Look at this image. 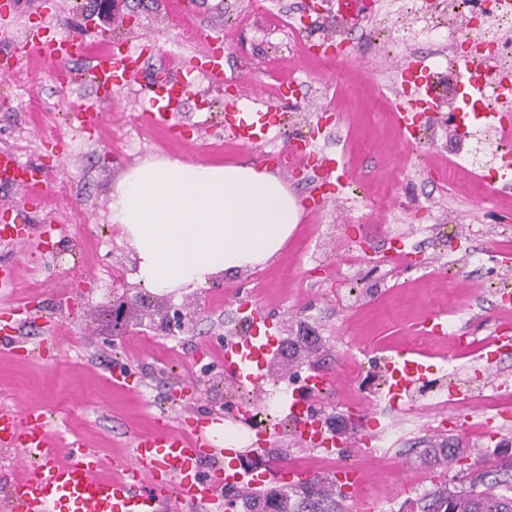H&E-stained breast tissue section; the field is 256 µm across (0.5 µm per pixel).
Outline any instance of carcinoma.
Masks as SVG:
<instances>
[{"instance_id":"carcinoma-1","label":"carcinoma","mask_w":512,"mask_h":512,"mask_svg":"<svg viewBox=\"0 0 512 512\" xmlns=\"http://www.w3.org/2000/svg\"><path fill=\"white\" fill-rule=\"evenodd\" d=\"M312 342L305 338L288 340V362L311 353ZM461 454L453 442L441 448H427L423 457L452 462ZM421 512H512V497L500 495L495 485L482 490L437 489L423 498ZM246 512H336V493L318 483L302 484L294 489L284 486L276 490L256 491L245 497Z\"/></svg>"}]
</instances>
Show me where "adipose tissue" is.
<instances>
[{
  "mask_svg": "<svg viewBox=\"0 0 512 512\" xmlns=\"http://www.w3.org/2000/svg\"><path fill=\"white\" fill-rule=\"evenodd\" d=\"M303 208L281 178L252 165L150 158L112 187L110 223L136 257L135 281L159 293L204 288L269 262Z\"/></svg>",
  "mask_w": 512,
  "mask_h": 512,
  "instance_id": "adipose-tissue-1",
  "label": "adipose tissue"
}]
</instances>
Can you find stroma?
Masks as SVG:
<instances>
[{
	"label": "stroma",
	"instance_id": "1",
	"mask_svg": "<svg viewBox=\"0 0 512 512\" xmlns=\"http://www.w3.org/2000/svg\"><path fill=\"white\" fill-rule=\"evenodd\" d=\"M16 2L13 25L19 33L49 24L57 34L86 38L97 49L115 37L143 38L149 79L168 62L192 63L199 33L219 27L228 42L224 69L249 92L241 109L270 106L294 112L297 120L277 127L269 144L239 146L225 130L230 92L202 82L182 103L180 147L139 122L149 94L135 85L114 90L100 124L83 130L73 115L93 97L86 79L62 87L55 63L33 52L23 55L16 75L0 78V149L45 169L49 182L36 200L0 187V224L10 223L13 208L30 212L24 242L0 240V262L18 266L17 303L38 304L55 334L47 356L39 353L42 335L35 326L27 330L23 353L0 351V407L20 412L42 403L62 435H81L110 457L125 455L137 434L155 428L160 413L179 419L223 411L230 383L225 343L247 335L235 313L249 301L263 309L273 335L320 337L318 353L274 366L270 378L305 376L315 368L338 374L336 387L314 398L310 408L327 421L346 460L354 459L369 436L387 433L388 464L375 468L364 484L373 512H420L428 493L468 487L480 474L497 481L499 493L512 496V473L501 470L512 459V420L494 421L490 435L481 438L472 428L488 417L483 408H459L443 422L420 406L359 423L347 416L350 367L393 355L415 336L427 339L418 353L427 377L456 373L473 381L490 368L512 375V356L485 367L475 354L449 350L425 325L429 315L438 314L452 332L484 336L497 326L486 303L496 283L475 277L473 269L477 257L492 254L512 230L497 219L512 210V193H504L498 182L474 188L462 168H448L457 140L453 127H441L435 140L405 144L392 120L394 69L424 55L445 67L447 41H396L414 15L382 20L372 13L355 22L346 39L351 51L338 63L289 49V41L311 39L303 28L291 39L283 33L284 20L298 18L304 0H193L182 13L171 11L166 0H118L112 20L97 24L83 16L89 0ZM275 79L295 80L303 96L267 100L263 92ZM314 124L324 138V155L344 158L359 179L343 201L322 208L317 218H301L274 263L193 290L160 294L134 282V252L109 222L110 192L122 170L161 156L252 165L260 155L303 138ZM441 228L467 238V249L449 252L437 234ZM394 245L410 252L408 264L375 272L365 264L357 276H342L347 256ZM71 249L81 254L78 264H53V256ZM345 291L350 300L337 303V293ZM123 297L135 301L128 312L137 327L132 335L123 334L107 314ZM168 308L188 314L182 332L164 334L151 321V312ZM118 368L131 377L130 388L112 386L109 377ZM238 432L235 425L224 428L225 468L261 471L308 455L284 423L272 431L261 456L240 453ZM405 433L421 448L451 439L465 453L429 468L418 451H398Z\"/></svg>",
	"mask_w": 512,
	"mask_h": 512
}]
</instances>
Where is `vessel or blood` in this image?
I'll return each mask as SVG.
<instances>
[{"mask_svg":"<svg viewBox=\"0 0 512 512\" xmlns=\"http://www.w3.org/2000/svg\"><path fill=\"white\" fill-rule=\"evenodd\" d=\"M0 39L22 50L34 49L55 62L58 81L64 87L72 81L67 65L73 60L84 62L91 82L100 91L131 85L142 73L141 46L128 39L117 40L108 50L100 51L92 49L83 38L57 36L47 25L26 30L19 40L5 28L0 30ZM205 44L202 63L166 69L163 91L155 92L149 100L154 124L166 127L170 135L182 134L183 125L178 120L181 103L192 94L198 80H206L214 87L227 81L223 31L216 29L206 35ZM429 70L422 58L399 70L405 103L396 112L395 120L408 141L414 137L420 116L438 107ZM225 123L236 140L251 145L277 125L278 114L259 109L254 116L244 119L233 108L227 110ZM311 157V144L306 141L279 153L277 161L286 171L311 167V180L319 196L343 195L350 184L345 164L325 157L314 165ZM0 185L19 189L30 198L43 195L46 189L42 169L21 161L6 149L0 150ZM249 319L253 333L224 350V372L241 385H255L263 380L266 358L275 347L273 337L260 333L261 326L267 323L262 310L251 308ZM511 347L512 336L497 334L483 343L480 356L491 362ZM387 367L394 377L392 394L396 397L423 375L422 364L410 351L390 358ZM334 382V373H310L304 386L290 395L289 411L305 412L310 395L320 393ZM299 436L309 448L331 451L337 446L335 434L314 422L303 423ZM0 446L21 449L25 457L39 460L38 465L12 477L0 488V512H165L167 502L174 496L189 512H223L224 499L218 495V487L229 484L251 490L267 479L263 473L251 476L220 468L209 476H201L203 460H216L224 454V418L211 413L195 414L177 429L160 423L153 434L135 438L126 458L111 461L81 437L62 439L51 429L48 409L43 405H33L21 416L0 408Z\"/></svg>","mask_w":512,"mask_h":512,"instance_id":"b4317fda","label":"vessel or blood"}]
</instances>
